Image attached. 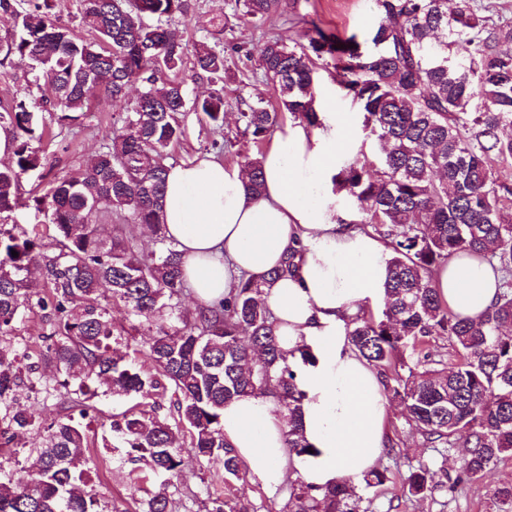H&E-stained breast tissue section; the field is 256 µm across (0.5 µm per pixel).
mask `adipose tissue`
Masks as SVG:
<instances>
[{"mask_svg":"<svg viewBox=\"0 0 512 512\" xmlns=\"http://www.w3.org/2000/svg\"><path fill=\"white\" fill-rule=\"evenodd\" d=\"M323 126L291 122L260 157L264 184L247 188L241 168L210 157L168 168L161 221L184 257L183 278L195 302L228 296L240 277L256 281L277 321L289 362L310 348L304 366L302 432L317 448L308 462L291 459L286 425L274 398L247 395L224 406V438L271 493L297 468L310 483L363 478L384 448L386 400L378 373L351 347L347 322L384 299L390 249L353 225L336 206L334 178L353 157L349 112H325ZM295 269L275 279L287 251ZM449 308L474 318L496 298L500 275L483 257L461 252L435 275Z\"/></svg>","mask_w":512,"mask_h":512,"instance_id":"ef3b65f1","label":"adipose tissue"}]
</instances>
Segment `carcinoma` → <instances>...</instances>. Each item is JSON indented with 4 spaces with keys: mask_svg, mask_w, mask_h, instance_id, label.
Masks as SVG:
<instances>
[{
    "mask_svg": "<svg viewBox=\"0 0 512 512\" xmlns=\"http://www.w3.org/2000/svg\"><path fill=\"white\" fill-rule=\"evenodd\" d=\"M375 0L377 19L367 37H341L315 21L299 38L269 37L258 67L276 93V105L239 97L244 134L256 147L284 115L312 129L322 127L316 109L319 69L334 76L356 101L368 135L381 146L379 163L355 161L336 175L369 227L389 241L385 309L376 320L361 313L346 324L353 350L382 375L406 418L429 444L444 452L464 448L448 490L485 481L512 455V53L498 50L501 36L475 18L473 0ZM244 16L262 24L273 14L295 18L283 0H243ZM53 0H0V13L18 30L0 40V55L33 62V85L54 96L40 106L21 99L0 113V126L16 142L13 161L0 168V337L12 335L30 300L25 274L43 258L42 244L7 228L18 207L20 178L36 170L39 157L28 141L45 112L75 122L100 89L114 101L136 82L142 92L121 124H113L90 168L50 183L32 207L53 226L58 254L45 264L48 291L36 305L50 310L52 328L42 361L66 375L76 396L72 408L85 415L93 386L114 395L151 397L172 389L179 396L173 426L146 410L113 419L112 439L151 472L179 475L182 453L219 461L224 481L241 479L247 467L224 441V403L266 391L278 400L289 452L304 461L316 456L300 435L305 392L299 366L288 363L261 289L241 281L229 297L176 314L186 285L182 258L163 233L161 200L168 148L184 136L187 112L202 113L211 130L224 129V94L191 100L177 76L188 54L170 22L183 16L187 0H84L96 31L76 36L51 19ZM224 47L202 44L193 52L196 77L224 81ZM250 188L261 189L259 160L242 156ZM122 215L151 232L159 247L145 251L126 225H113L112 239L97 237L99 220ZM16 251L14 257L11 251ZM483 256L501 274L497 301L480 316L462 317L441 299L437 268L456 253ZM106 289L146 328L144 373L116 347L115 326L100 301ZM448 340V371L435 370L430 353L414 366L405 354L431 339ZM17 354L0 347V407L8 424L24 429L30 413L14 410ZM191 431L190 448L178 445L180 428ZM49 443L34 448L36 463L0 477V512H98L82 464L87 436L69 417L50 424ZM426 465L406 478L408 493L425 497L438 486ZM355 487L349 478L316 486L298 477L289 484L288 512H351ZM494 512H512V484L495 487Z\"/></svg>",
    "mask_w": 512,
    "mask_h": 512,
    "instance_id": "obj_1",
    "label": "carcinoma"
}]
</instances>
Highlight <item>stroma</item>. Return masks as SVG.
Returning <instances> with one entry per match:
<instances>
[{"instance_id":"obj_1","label":"stroma","mask_w":512,"mask_h":512,"mask_svg":"<svg viewBox=\"0 0 512 512\" xmlns=\"http://www.w3.org/2000/svg\"><path fill=\"white\" fill-rule=\"evenodd\" d=\"M293 12L340 35L363 36L373 24L375 4L374 0H294ZM172 27L185 41L210 45L220 42L226 49L230 72L220 88L226 102L224 134L234 143L236 151L224 153L222 161L226 166H236L238 153L254 151L250 139L241 134L236 99L244 92L255 99L274 101L273 87L266 83L258 69V57L267 38L287 34L288 25L283 17L275 15L257 29L245 21L243 9L235 0H189L187 16L176 17ZM28 79L27 60L17 57L0 59V110L10 107L28 93ZM133 103L130 96L118 102L101 96L91 101L82 123L47 122L42 135L30 142L40 166L36 172L23 176L22 197H29L36 188L47 189L55 178L85 169L101 150L113 121L120 119ZM212 140L213 134L201 115L188 112L185 138L180 146L170 151V164L188 163L213 155ZM49 323L48 312L38 307L23 311L10 338L21 356L20 366L39 361L45 350L41 337L48 332ZM62 379L61 373L47 367L43 368L38 383L21 379L19 406L33 413L36 422L27 430L14 433L11 442L0 448V466L5 471H15L17 463L25 460L28 449L45 445L46 424L68 415L70 401L60 386ZM135 403L132 397L98 392L85 420L88 433L85 479L88 490L98 499L100 512H146L149 499L161 491L171 500L173 512H213L216 500L228 493L242 503L264 507L267 512H281L288 499L287 491L268 493L251 476L224 485L221 465L199 460L193 454H185L180 475L166 483L153 476L143 463L126 462L124 449L104 447L102 439L110 433L113 415L124 412ZM388 410L385 437L386 445L393 453L381 456L378 466L386 470L389 480L380 488H368L363 481H356L351 500L355 512H493L491 488L496 484L512 483V457L499 462L488 481L468 485L453 493L440 487L423 498L411 496L404 484L410 471L425 464L455 474L461 452L456 449L448 456L439 455L408 424L399 401L389 400Z\"/></svg>"}]
</instances>
